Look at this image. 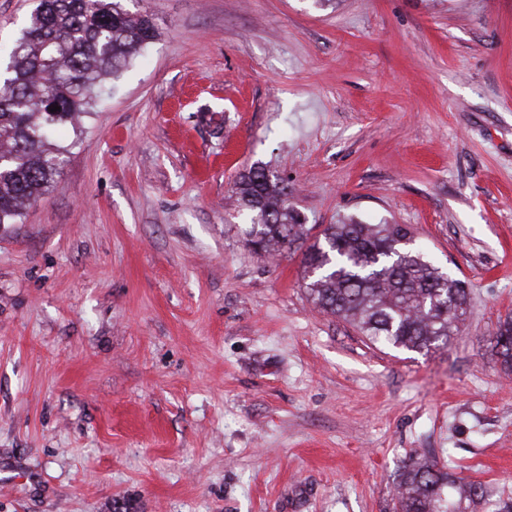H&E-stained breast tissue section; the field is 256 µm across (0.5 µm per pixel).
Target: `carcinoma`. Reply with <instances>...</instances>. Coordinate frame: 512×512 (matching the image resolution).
Instances as JSON below:
<instances>
[{"mask_svg":"<svg viewBox=\"0 0 512 512\" xmlns=\"http://www.w3.org/2000/svg\"><path fill=\"white\" fill-rule=\"evenodd\" d=\"M127 0H38L8 61L0 66V226L17 224L23 210L51 187L68 148L57 127L78 131L103 81L118 76L132 56L157 37L148 14ZM57 105L60 110L49 111ZM238 207L249 220L246 245L255 255L289 250L308 229L288 204V183L261 166L239 175ZM404 224H328L304 252L309 299L373 342L430 352L448 346L468 308L464 281L425 260L400 241ZM512 373V318L490 341ZM485 487L451 468L415 455L397 475L396 512H448L483 500Z\"/></svg>","mask_w":512,"mask_h":512,"instance_id":"cac0c4a2","label":"carcinoma"}]
</instances>
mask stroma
<instances>
[{"mask_svg":"<svg viewBox=\"0 0 512 512\" xmlns=\"http://www.w3.org/2000/svg\"><path fill=\"white\" fill-rule=\"evenodd\" d=\"M35 0H0L7 59ZM156 40L0 227V512H394L430 454L512 500V0H129ZM313 234L410 228L470 306L446 348L319 312L239 174ZM238 207L249 220L246 245L255 255L291 250L307 241L306 224L288 204V183L261 166L251 167L236 180ZM506 373H512V318L500 321L490 341Z\"/></svg>","mask_w":512,"mask_h":512,"instance_id":"1","label":"stroma"}]
</instances>
